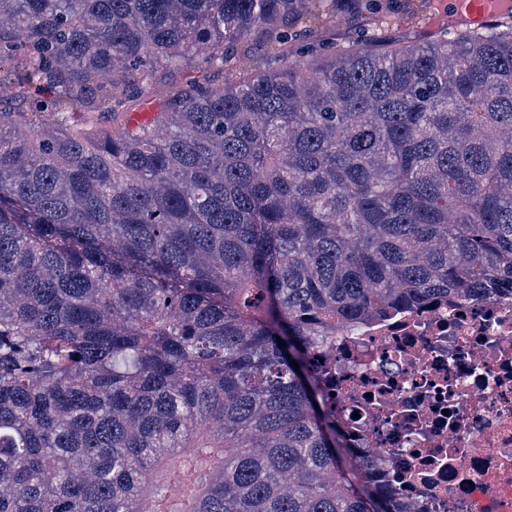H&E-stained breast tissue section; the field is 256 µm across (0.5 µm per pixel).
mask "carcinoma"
<instances>
[{
	"instance_id": "1",
	"label": "carcinoma",
	"mask_w": 512,
	"mask_h": 512,
	"mask_svg": "<svg viewBox=\"0 0 512 512\" xmlns=\"http://www.w3.org/2000/svg\"><path fill=\"white\" fill-rule=\"evenodd\" d=\"M336 11L0 0V512H396L312 358L512 291V23L290 59ZM231 78L227 72L222 73L219 69L210 63L205 56L196 59V65L189 71L183 73V81L190 78L197 80L210 79L216 82H222L223 78Z\"/></svg>"
}]
</instances>
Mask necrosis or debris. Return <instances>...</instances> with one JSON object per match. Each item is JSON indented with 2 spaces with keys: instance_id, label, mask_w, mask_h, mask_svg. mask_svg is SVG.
<instances>
[{
  "instance_id": "1",
  "label": "necrosis or debris",
  "mask_w": 512,
  "mask_h": 512,
  "mask_svg": "<svg viewBox=\"0 0 512 512\" xmlns=\"http://www.w3.org/2000/svg\"><path fill=\"white\" fill-rule=\"evenodd\" d=\"M314 364L344 448L404 512L512 504V292L397 309Z\"/></svg>"
}]
</instances>
